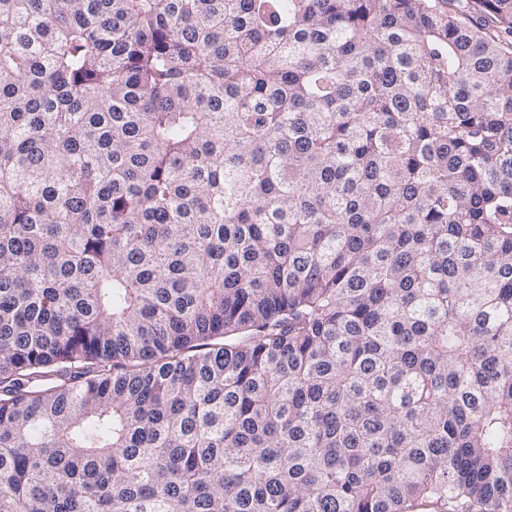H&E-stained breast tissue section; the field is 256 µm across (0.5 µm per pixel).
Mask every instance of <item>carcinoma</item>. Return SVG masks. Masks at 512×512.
Here are the masks:
<instances>
[{
  "mask_svg": "<svg viewBox=\"0 0 512 512\" xmlns=\"http://www.w3.org/2000/svg\"><path fill=\"white\" fill-rule=\"evenodd\" d=\"M512 512V0H0V512Z\"/></svg>",
  "mask_w": 512,
  "mask_h": 512,
  "instance_id": "carcinoma-1",
  "label": "carcinoma"
}]
</instances>
